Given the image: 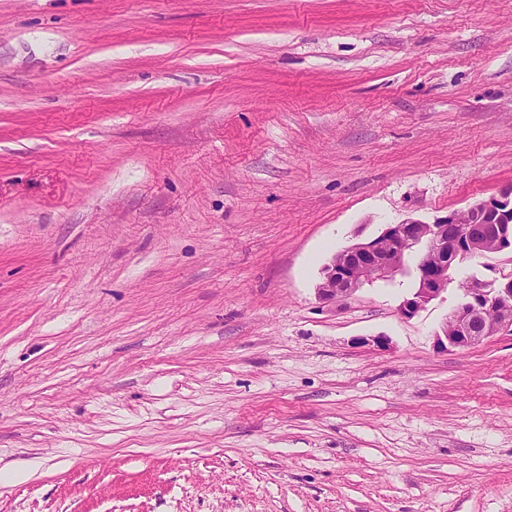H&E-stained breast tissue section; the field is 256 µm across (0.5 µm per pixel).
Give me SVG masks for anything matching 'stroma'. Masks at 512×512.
I'll use <instances>...</instances> for the list:
<instances>
[{"mask_svg": "<svg viewBox=\"0 0 512 512\" xmlns=\"http://www.w3.org/2000/svg\"><path fill=\"white\" fill-rule=\"evenodd\" d=\"M512 188V0H0V512H512V330L321 269Z\"/></svg>", "mask_w": 512, "mask_h": 512, "instance_id": "1", "label": "stroma"}]
</instances>
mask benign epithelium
Listing matches in <instances>:
<instances>
[{"instance_id":"1","label":"benign epithelium","mask_w":512,"mask_h":512,"mask_svg":"<svg viewBox=\"0 0 512 512\" xmlns=\"http://www.w3.org/2000/svg\"><path fill=\"white\" fill-rule=\"evenodd\" d=\"M502 252L512 253V189L431 223L389 224L378 237L346 247L323 266L317 296L325 303L345 300L365 283L407 271L405 259L414 254L416 288L400 305L402 314L413 316L447 289L454 261ZM507 328L512 329V275L473 276L446 317L438 343L469 348Z\"/></svg>"}]
</instances>
